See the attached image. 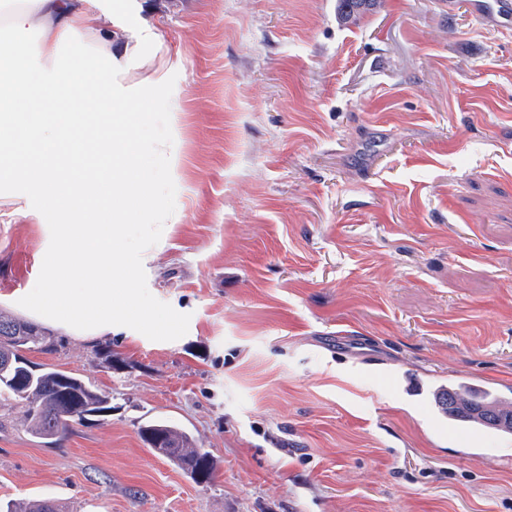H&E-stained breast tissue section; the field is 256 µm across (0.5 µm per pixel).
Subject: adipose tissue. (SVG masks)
<instances>
[{"mask_svg": "<svg viewBox=\"0 0 512 512\" xmlns=\"http://www.w3.org/2000/svg\"><path fill=\"white\" fill-rule=\"evenodd\" d=\"M31 28L35 46L7 38ZM154 57L140 0H20L0 21V182L26 183L43 199L60 256L33 303L100 333L111 332L112 307L125 295L117 244L131 204L150 199L135 132L157 99L180 109ZM149 63L150 81H128L133 66ZM93 199L103 209L89 211ZM74 214L83 222L68 223Z\"/></svg>", "mask_w": 512, "mask_h": 512, "instance_id": "ef3b65f1", "label": "adipose tissue"}]
</instances>
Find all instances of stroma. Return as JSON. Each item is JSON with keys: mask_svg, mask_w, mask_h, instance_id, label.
I'll return each mask as SVG.
<instances>
[{"mask_svg": "<svg viewBox=\"0 0 512 512\" xmlns=\"http://www.w3.org/2000/svg\"><path fill=\"white\" fill-rule=\"evenodd\" d=\"M177 114L155 108L146 209L111 333L34 308L43 201L0 185V310L30 361L112 411L56 442L0 415V499L61 512H512V436L458 442L404 393L490 383L512 407V30L468 0H145ZM166 420L199 483L140 438ZM380 0H339V12L344 20L356 21L358 18L379 6ZM139 433L148 448L175 460L195 481L202 483L212 479L217 462L208 451L197 448L183 429L156 420L142 426Z\"/></svg>", "mask_w": 512, "mask_h": 512, "instance_id": "35a3bbf8", "label": "stroma"}]
</instances>
